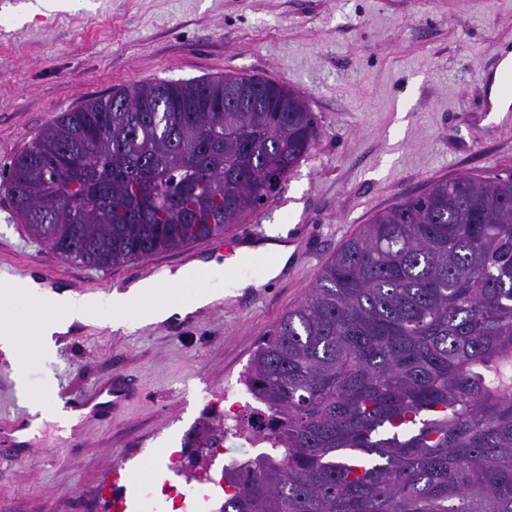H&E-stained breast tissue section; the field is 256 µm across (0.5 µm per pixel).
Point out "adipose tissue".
<instances>
[{
	"label": "adipose tissue",
	"mask_w": 512,
	"mask_h": 512,
	"mask_svg": "<svg viewBox=\"0 0 512 512\" xmlns=\"http://www.w3.org/2000/svg\"><path fill=\"white\" fill-rule=\"evenodd\" d=\"M166 279L175 290L163 299L157 296L159 282L153 278L142 280L123 293L101 295L57 291L32 278L0 280V352L12 364L17 392L26 401L30 414L66 427L73 423L70 413L51 398L32 397L27 385L26 356L17 342L25 329L33 330L38 350L48 356L56 350L57 335L66 333L74 323L87 322L93 312H103L113 329L131 332L175 315L185 316L223 297H239L244 289L259 285L258 280L243 275L225 277L223 265L215 261L195 262L167 274ZM184 288L195 289L193 300L179 297V290ZM30 308L39 314L32 327L26 320Z\"/></svg>",
	"instance_id": "ef3b65f1"
}]
</instances>
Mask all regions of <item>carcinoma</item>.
Segmentation results:
<instances>
[{
  "label": "carcinoma",
  "instance_id": "1",
  "mask_svg": "<svg viewBox=\"0 0 512 512\" xmlns=\"http://www.w3.org/2000/svg\"><path fill=\"white\" fill-rule=\"evenodd\" d=\"M253 92L247 112L224 97ZM301 93L262 76L156 82L64 112L11 163L26 231L111 267L224 234L312 148ZM267 429L206 417L218 512H512V174L459 175L377 212L257 346Z\"/></svg>",
  "mask_w": 512,
  "mask_h": 512
}]
</instances>
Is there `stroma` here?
<instances>
[{"mask_svg":"<svg viewBox=\"0 0 512 512\" xmlns=\"http://www.w3.org/2000/svg\"><path fill=\"white\" fill-rule=\"evenodd\" d=\"M24 2L0 0V176L57 116L120 87L254 74L301 92L316 117L311 151L241 224L305 235L310 251L292 275L133 332L91 317L57 337L49 358L33 336L21 339L33 395L49 385L60 403L116 375L136 394L105 421L44 422L21 457L0 460V512H112L104 482L117 467L134 498L148 473L178 486L187 512H217L223 466L262 445L227 441L207 476L192 479L161 452L223 413L225 396L254 406L242 371L331 255L431 180L512 172V110H477L512 55V0H93L30 21ZM180 257L104 269L65 261L27 233L0 185V278L109 293L116 280L178 270Z\"/></svg>","mask_w":512,"mask_h":512,"instance_id":"1","label":"stroma"}]
</instances>
